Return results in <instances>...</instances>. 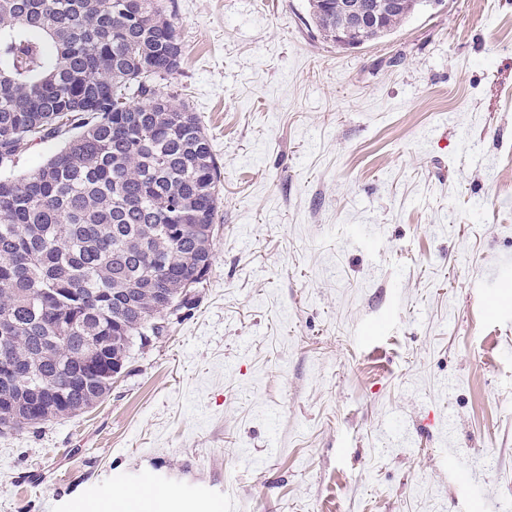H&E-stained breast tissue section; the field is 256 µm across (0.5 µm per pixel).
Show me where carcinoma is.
I'll return each instance as SVG.
<instances>
[{"label": "carcinoma", "mask_w": 512, "mask_h": 512, "mask_svg": "<svg viewBox=\"0 0 512 512\" xmlns=\"http://www.w3.org/2000/svg\"><path fill=\"white\" fill-rule=\"evenodd\" d=\"M430 0H404L391 35ZM343 0H309L328 40ZM184 54L162 0H0V431L84 411L112 366L164 333L168 300L213 263L221 170L163 88ZM70 134L18 177L36 140Z\"/></svg>", "instance_id": "cac0c4a2"}]
</instances>
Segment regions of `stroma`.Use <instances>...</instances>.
<instances>
[{"label": "stroma", "instance_id": "stroma-1", "mask_svg": "<svg viewBox=\"0 0 512 512\" xmlns=\"http://www.w3.org/2000/svg\"><path fill=\"white\" fill-rule=\"evenodd\" d=\"M221 170L192 309L95 407L0 433V512L151 473L184 512H512V0L327 40L307 0H165Z\"/></svg>", "mask_w": 512, "mask_h": 512}]
</instances>
